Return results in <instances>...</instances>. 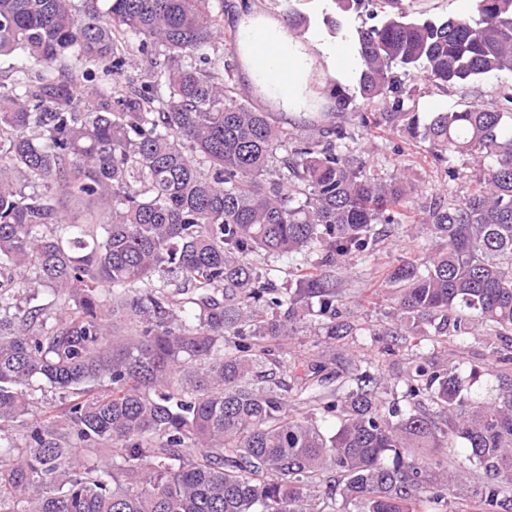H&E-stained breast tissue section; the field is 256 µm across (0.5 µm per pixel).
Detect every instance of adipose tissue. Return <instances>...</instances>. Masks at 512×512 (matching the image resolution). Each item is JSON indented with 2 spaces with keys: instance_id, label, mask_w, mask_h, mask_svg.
I'll use <instances>...</instances> for the list:
<instances>
[{
  "instance_id": "adipose-tissue-1",
  "label": "adipose tissue",
  "mask_w": 512,
  "mask_h": 512,
  "mask_svg": "<svg viewBox=\"0 0 512 512\" xmlns=\"http://www.w3.org/2000/svg\"><path fill=\"white\" fill-rule=\"evenodd\" d=\"M237 43L248 82L292 115L314 109L308 84L315 62H322L327 76L339 82L358 75L361 67L346 39L333 41L316 29L293 37L280 22L262 15L240 21Z\"/></svg>"
}]
</instances>
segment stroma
<instances>
[{
  "label": "stroma",
  "instance_id": "obj_1",
  "mask_svg": "<svg viewBox=\"0 0 512 512\" xmlns=\"http://www.w3.org/2000/svg\"><path fill=\"white\" fill-rule=\"evenodd\" d=\"M289 6L295 9L293 32L297 35L304 34L312 26L322 25L325 14L331 10L329 0H224V62L228 66L229 83L252 108L269 113L278 121L285 120V113L263 100L243 75L236 27L246 13L264 12L279 19ZM399 82V97L406 112H439L470 102L498 109L504 107L505 95L512 94V73L486 74L462 86H449L430 82L417 72L406 71L400 73ZM309 87L321 111L328 113L330 123L343 126L357 140L360 155L369 166L386 174L398 161L413 182L426 188L428 196L462 194V182H449L447 169L451 166L464 169L463 160H454L450 165L435 161L427 153L425 144L410 142L403 122L362 126L357 118L358 113L366 109L362 99H355L348 111H336L331 86L320 70H313ZM428 244L427 236L409 225L387 224L371 257L353 256L329 268L328 273L351 319L358 321L366 333L337 337L322 349L318 348L315 337L305 334L291 337L285 342L284 350L297 374H304L308 365L323 352L333 357L323 372L328 387H336L338 376L346 375L352 366H370L376 375L392 379V397L402 398V377L420 350L411 343L401 342L396 345L394 354L388 355L382 353L381 345L373 335L392 323L391 290L385 283L388 266L399 258L421 254ZM435 356L441 361L463 364L467 369L479 366L482 374L471 391L483 400L494 397L496 378L486 372L494 357L479 337L441 343Z\"/></svg>",
  "mask_w": 512,
  "mask_h": 512
}]
</instances>
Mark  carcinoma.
<instances>
[{
  "mask_svg": "<svg viewBox=\"0 0 512 512\" xmlns=\"http://www.w3.org/2000/svg\"><path fill=\"white\" fill-rule=\"evenodd\" d=\"M105 2L0 0V57L34 61L0 79V512H512V110L380 113L477 166L425 206L431 247L390 266L388 335L482 336L504 364L485 401L477 370L424 354L403 409L368 370L296 375L280 340L357 334L324 268L372 256L417 185L367 169L339 126L299 134L320 112L242 102L209 53L224 0ZM332 2L338 34L365 0ZM390 2L350 37L361 70L336 111L387 102L398 70L512 72V0L435 19ZM135 53L147 80L126 76ZM37 384L62 401L34 410Z\"/></svg>",
  "mask_w": 512,
  "mask_h": 512,
  "instance_id": "obj_1",
  "label": "carcinoma"
}]
</instances>
